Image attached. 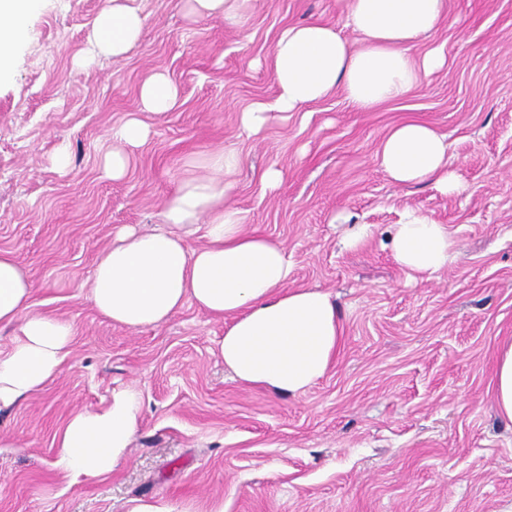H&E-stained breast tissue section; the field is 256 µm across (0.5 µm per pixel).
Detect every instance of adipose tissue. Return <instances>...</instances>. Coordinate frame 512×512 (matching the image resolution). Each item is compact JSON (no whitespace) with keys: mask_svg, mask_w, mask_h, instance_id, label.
I'll return each mask as SVG.
<instances>
[{"mask_svg":"<svg viewBox=\"0 0 512 512\" xmlns=\"http://www.w3.org/2000/svg\"><path fill=\"white\" fill-rule=\"evenodd\" d=\"M42 0H0V80L28 34V21ZM255 0H187L192 17H206L242 30ZM448 15L447 0H351L347 24L358 35L350 45L334 26L309 22L289 27L273 48V101L241 112L239 126L259 135L272 117L289 119L336 90L362 111L406 96L421 79L445 65L430 51L412 50ZM146 17L138 0H112L87 36L86 56L121 59L140 39ZM177 87L161 72L140 89L139 111L112 128V149L102 158L105 173L119 180L129 151L151 133L145 114L169 112ZM378 160L398 184L430 183L444 193L463 191L448 169V143L433 127L406 122L382 141ZM243 158L232 147L210 152L203 174L184 178L166 199L160 224L144 231L124 225L111 247L97 258L88 299L106 319L130 330L167 321L186 304L222 320L219 353L224 366L244 384L281 396H299L329 370L342 338L338 310L330 294L287 288L291 264L284 246L247 230L242 210L226 202ZM202 234V245L189 239ZM392 246L397 263L413 275L429 277L456 258L447 225L407 210L395 225ZM33 283L14 253L0 250V328H14L0 349V410L15 407L44 390L65 370L74 330L60 318L32 310ZM497 414L512 422V337L500 342L494 365ZM140 393L113 391L94 410L74 412L54 436L56 468L73 481L101 479L124 461L138 429Z\"/></svg>","mask_w":512,"mask_h":512,"instance_id":"1","label":"adipose tissue"}]
</instances>
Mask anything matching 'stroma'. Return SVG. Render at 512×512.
<instances>
[{"instance_id": "35a3bbf8", "label": "stroma", "mask_w": 512, "mask_h": 512, "mask_svg": "<svg viewBox=\"0 0 512 512\" xmlns=\"http://www.w3.org/2000/svg\"><path fill=\"white\" fill-rule=\"evenodd\" d=\"M447 2L450 23L413 50H442L446 65L405 98L362 112L337 92L249 137L239 114L275 97L279 35L319 21L356 42L350 0H257L241 31L188 18L182 0H139L141 40L87 69L73 58L109 0H44L0 83V249L29 273L34 311L69 321L74 343L60 377L0 412V512H128L136 499L199 512H512V422L495 411L492 376L512 336V0ZM156 72L178 100L112 180L100 166L112 127L139 111ZM408 120L446 136L465 192L388 178L379 145ZM63 141L61 172L51 156ZM224 147L244 157L229 204L285 247L289 287L330 293L342 322L328 373L297 398L234 379L217 351L223 321L194 304L131 331L87 298L115 227H156L180 181ZM271 165L284 174L273 194L260 184ZM409 208L456 240L455 261L422 280L390 248ZM356 224L372 235L343 248ZM126 386L142 404L125 461L70 482L54 466L56 432Z\"/></svg>"}]
</instances>
